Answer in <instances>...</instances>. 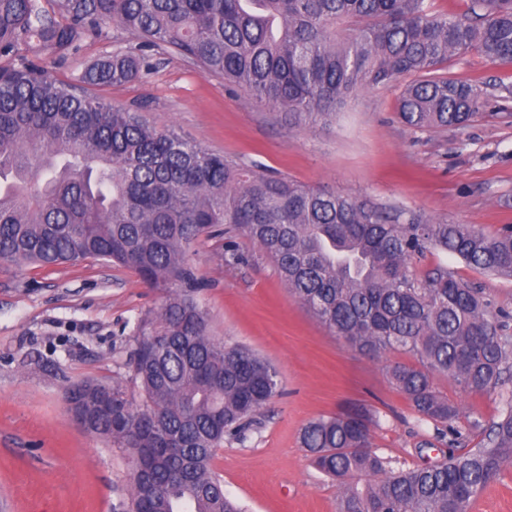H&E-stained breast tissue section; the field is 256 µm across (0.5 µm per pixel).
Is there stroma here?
Instances as JSON below:
<instances>
[{"mask_svg": "<svg viewBox=\"0 0 512 512\" xmlns=\"http://www.w3.org/2000/svg\"><path fill=\"white\" fill-rule=\"evenodd\" d=\"M129 41L119 25L106 22L76 55L37 66L76 84L88 64ZM442 71L479 93L473 120L445 131H413L400 122L399 82L364 88L335 121L308 126L285 121L175 55L163 56L150 74L98 94L138 108L149 121L174 125L186 139L257 173L493 233L512 224V64L471 52L449 58ZM189 258L205 284L198 300L211 335L247 346L279 375L282 393L264 408L262 428L245 443L225 441L212 460L225 492L249 512H338L336 482L313 466L299 440L301 428L321 415L369 409L372 449L395 470L447 453L434 424L390 381L389 367L409 363V356H373L335 336L288 291L259 247L205 237ZM439 263L482 288L495 308L512 312V279L434 250L421 265ZM166 297L135 272L102 261L0 265V512H113L125 497L129 450L82 427L67 411V390L86 380L119 383L141 404L128 351L140 320L159 311ZM433 384L463 411L459 447L474 446L479 436L470 423L497 416V397L465 396L446 375ZM467 512H512V465Z\"/></svg>", "mask_w": 512, "mask_h": 512, "instance_id": "35a3bbf8", "label": "stroma"}]
</instances>
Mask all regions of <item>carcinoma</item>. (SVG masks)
I'll return each mask as SVG.
<instances>
[{
    "mask_svg": "<svg viewBox=\"0 0 512 512\" xmlns=\"http://www.w3.org/2000/svg\"><path fill=\"white\" fill-rule=\"evenodd\" d=\"M135 46L99 59L88 85L125 83L174 52L296 123H326L357 91L412 76L398 100L412 130L465 125L475 88L440 73L453 55L512 63V0H0V263L88 259L134 271L167 292L131 352L143 393L83 382L67 391L87 430L140 458L116 512H245L212 468L224 439L262 424L279 392L275 368L214 339L196 300L189 249L215 224L263 249L288 290L335 335L414 363L390 378L437 437L458 439L460 408L433 376L468 396L497 394L480 441L431 465L389 470L371 451L370 412L322 416L302 429L314 465L341 488L339 512H466L512 463V315L445 266L411 271L431 250L512 279V227L401 220L367 201L267 177L151 124L139 112L34 71L65 60L101 23Z\"/></svg>",
    "mask_w": 512,
    "mask_h": 512,
    "instance_id": "1",
    "label": "carcinoma"
}]
</instances>
